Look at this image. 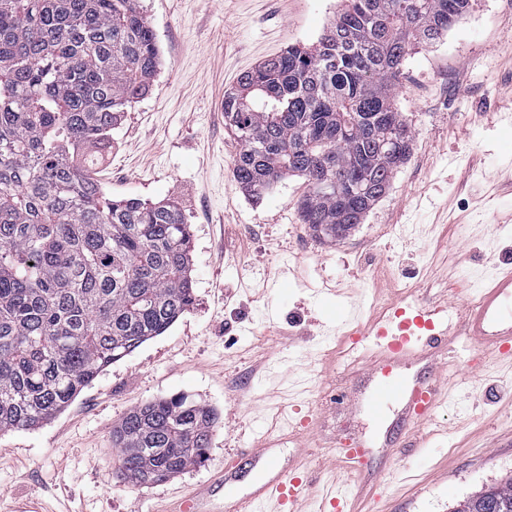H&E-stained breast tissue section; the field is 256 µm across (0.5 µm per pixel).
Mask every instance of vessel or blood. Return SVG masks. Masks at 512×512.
Instances as JSON below:
<instances>
[{
	"label": "vessel or blood",
	"instance_id": "vessel-or-blood-1",
	"mask_svg": "<svg viewBox=\"0 0 512 512\" xmlns=\"http://www.w3.org/2000/svg\"><path fill=\"white\" fill-rule=\"evenodd\" d=\"M461 336L488 348L484 365L512 369L511 269L483 289L466 318H459L454 303L414 299L395 305L388 315L361 330L359 343L371 356L370 373L375 380L367 400L369 414L381 421L394 406H401L394 422L401 432L411 421H435L448 400L440 372L430 368L411 380L402 369L425 352L447 349ZM312 485L305 471L278 473L260 482L242 503L250 512H305L312 500ZM333 489V494L322 500L321 512H348L345 482H334ZM218 493L233 498L231 476L217 473L198 495L179 502L175 512H211L210 498Z\"/></svg>",
	"mask_w": 512,
	"mask_h": 512
}]
</instances>
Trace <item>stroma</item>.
Instances as JSON below:
<instances>
[{
    "instance_id": "stroma-1",
    "label": "stroma",
    "mask_w": 512,
    "mask_h": 512,
    "mask_svg": "<svg viewBox=\"0 0 512 512\" xmlns=\"http://www.w3.org/2000/svg\"><path fill=\"white\" fill-rule=\"evenodd\" d=\"M160 65L124 112L98 178L110 198L175 199L191 226L194 300L161 336L113 363L47 424L0 435V512H169L237 451L270 436L276 469H305L317 495L350 479L352 512H452L512 475V372H471L459 338L425 364L461 371L436 423L384 445L363 403L368 355L346 335L396 302L448 300L466 311L507 267L512 196L495 193L512 162V0H472L431 46L414 47L396 105L411 155L346 237L299 220L303 179L261 198L233 177L238 144L224 94L242 73L318 41L341 0H139ZM185 394L218 422L205 457L149 486L116 481L112 429L136 406ZM311 418L306 434L294 425ZM366 440L369 473L340 450Z\"/></svg>"
}]
</instances>
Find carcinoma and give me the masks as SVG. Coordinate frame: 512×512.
<instances>
[{
  "label": "carcinoma",
  "mask_w": 512,
  "mask_h": 512,
  "mask_svg": "<svg viewBox=\"0 0 512 512\" xmlns=\"http://www.w3.org/2000/svg\"><path fill=\"white\" fill-rule=\"evenodd\" d=\"M329 30L244 73L224 94L251 196L305 178L313 232L346 236L406 162L395 104L412 46L471 0H345ZM159 66L138 0H0V434L35 429L193 302L189 225L174 201H114L91 168ZM215 412L185 395L145 402L112 430L114 477L157 484L198 463ZM454 512H512V477Z\"/></svg>",
  "instance_id": "carcinoma-1"
}]
</instances>
